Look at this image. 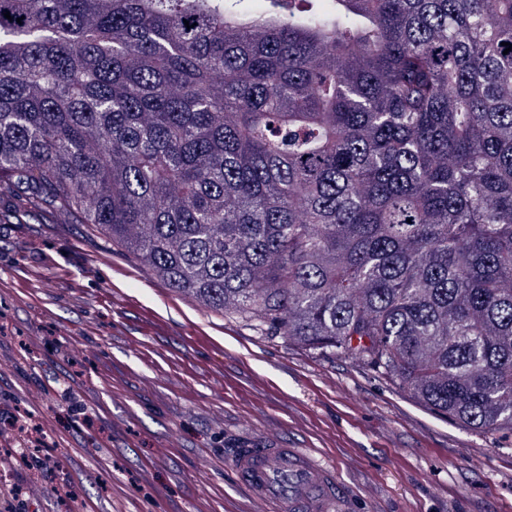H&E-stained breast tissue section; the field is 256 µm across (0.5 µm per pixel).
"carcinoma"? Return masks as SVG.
<instances>
[{"instance_id":"carcinoma-1","label":"carcinoma","mask_w":512,"mask_h":512,"mask_svg":"<svg viewBox=\"0 0 512 512\" xmlns=\"http://www.w3.org/2000/svg\"><path fill=\"white\" fill-rule=\"evenodd\" d=\"M317 2L0 0V216L512 425V0Z\"/></svg>"}]
</instances>
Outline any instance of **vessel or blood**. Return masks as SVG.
Returning <instances> with one entry per match:
<instances>
[{
	"label": "vessel or blood",
	"mask_w": 512,
	"mask_h": 512,
	"mask_svg": "<svg viewBox=\"0 0 512 512\" xmlns=\"http://www.w3.org/2000/svg\"><path fill=\"white\" fill-rule=\"evenodd\" d=\"M231 461L254 512H339L335 466L302 449L260 441L235 449Z\"/></svg>",
	"instance_id": "vessel-or-blood-1"
}]
</instances>
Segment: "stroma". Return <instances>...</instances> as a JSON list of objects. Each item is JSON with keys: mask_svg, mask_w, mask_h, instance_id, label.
I'll return each mask as SVG.
<instances>
[{"mask_svg": "<svg viewBox=\"0 0 512 512\" xmlns=\"http://www.w3.org/2000/svg\"><path fill=\"white\" fill-rule=\"evenodd\" d=\"M269 435L335 465L350 512H512V426L206 307L49 207L0 223V512H251L226 451Z\"/></svg>", "mask_w": 512, "mask_h": 512, "instance_id": "stroma-1", "label": "stroma"}]
</instances>
